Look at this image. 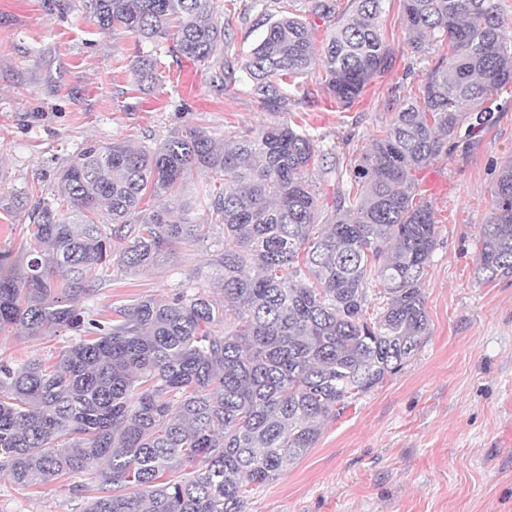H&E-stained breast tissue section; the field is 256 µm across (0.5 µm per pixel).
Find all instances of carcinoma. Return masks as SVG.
<instances>
[{
  "mask_svg": "<svg viewBox=\"0 0 512 512\" xmlns=\"http://www.w3.org/2000/svg\"><path fill=\"white\" fill-rule=\"evenodd\" d=\"M352 2L319 46L295 0H275L243 65L263 109L288 111L283 84L319 56L325 88L344 108L391 72L386 0ZM62 9L133 35L132 80L151 87L163 70L142 45L170 40L209 64L238 19L236 0L222 13L216 0H65ZM336 11L334 0H307L325 23ZM401 25L413 52L425 54L428 37L448 40L450 52L362 163L335 153L328 212L306 178L317 139L286 122L220 145L195 126L157 148L115 139L57 172L67 209L42 198L27 215L45 249L0 253V333L40 338L65 327L85 336L53 363L0 358V469L18 490L89 474L92 485L72 486L83 512H242L315 445L325 421L415 355L428 327L421 284L436 220L431 205L414 202L413 173L481 131L484 102L512 83V43L498 0H402ZM193 171L211 186L175 221L168 202ZM218 226L223 298L181 290L114 307L104 322L84 319L82 303L113 261L143 270ZM479 244L483 280L511 277L512 162Z\"/></svg>",
  "mask_w": 512,
  "mask_h": 512,
  "instance_id": "1",
  "label": "carcinoma"
}]
</instances>
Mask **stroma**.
<instances>
[{
    "label": "stroma",
    "instance_id": "35a3bbf8",
    "mask_svg": "<svg viewBox=\"0 0 512 512\" xmlns=\"http://www.w3.org/2000/svg\"><path fill=\"white\" fill-rule=\"evenodd\" d=\"M273 0H237L224 63L236 81L224 93L197 64L198 87L178 82L182 58L159 56L167 75L156 90L134 88V38L104 31L93 18L61 13L58 0H0V252L29 251L27 213L34 197L51 198L55 175L87 144L132 139L164 142L190 124L216 141L276 121L313 127L321 149L360 157L397 105L412 98L427 71L448 52L445 41L411 53L397 0L380 25L398 51L396 64L371 83L352 108L337 107L321 68L309 73L291 111H265L240 68L263 35L256 21ZM492 118L415 174L431 204L437 239L422 283L428 329L412 360L325 423L314 448L250 495L243 512H512V277L484 281L479 235L498 174L512 161V84L488 102ZM437 177L439 190L427 186ZM216 247H170L157 265L130 272L120 264L83 304L85 318L104 320L113 307L141 298L164 300L180 289L221 296L208 276ZM77 335L62 329L34 339L0 336V357L58 360ZM72 482L29 492L0 471V512H80Z\"/></svg>",
    "mask_w": 512,
    "mask_h": 512
}]
</instances>
